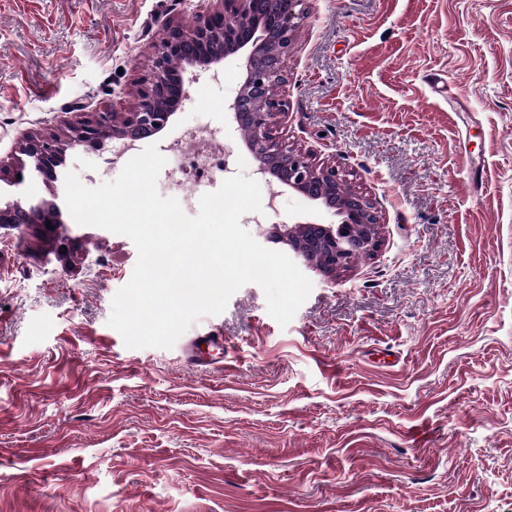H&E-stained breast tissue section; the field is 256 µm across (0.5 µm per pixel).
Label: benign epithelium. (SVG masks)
<instances>
[{
	"label": "benign epithelium",
	"instance_id": "7a95c632",
	"mask_svg": "<svg viewBox=\"0 0 512 512\" xmlns=\"http://www.w3.org/2000/svg\"><path fill=\"white\" fill-rule=\"evenodd\" d=\"M304 0H208L191 39L173 19L163 22L164 37L151 56L149 76L136 89V103L127 112H94L67 125L63 135L30 136L20 144L32 170L43 182L58 181L57 168L65 151L74 146H94L107 138L141 141L163 131L188 95L190 73L209 69L231 55L244 58L245 77L229 109L238 127H247L248 152L257 172L269 175L303 197L324 205L336 201L342 224L333 228L310 222L283 224L279 239L296 258L318 253L321 271L334 275L353 255L372 256L380 245V221L371 204L346 186L336 166L316 161L310 150L298 148L277 130L288 116L287 102L269 94L271 85L285 82L281 59L288 53L296 19L303 15ZM253 24L243 29L239 18ZM53 199L24 205H0V235L25 233L50 244L58 257L73 251L72 238L59 227L60 208ZM52 228H47V225Z\"/></svg>",
	"mask_w": 512,
	"mask_h": 512
}]
</instances>
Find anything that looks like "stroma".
Wrapping results in <instances>:
<instances>
[{
    "label": "stroma",
    "mask_w": 512,
    "mask_h": 512,
    "mask_svg": "<svg viewBox=\"0 0 512 512\" xmlns=\"http://www.w3.org/2000/svg\"><path fill=\"white\" fill-rule=\"evenodd\" d=\"M199 0H0V160L24 137L111 107L148 73L162 23ZM284 59L283 135L372 204L382 245L312 291L287 326L241 287L180 346L130 349L108 326L137 250L62 226L66 261L0 236V512H512V0H306ZM243 60L196 70L152 137L157 188L178 197L172 146L192 128L244 136L227 104ZM113 141L66 153L95 187L129 161ZM279 213L241 225L340 224L272 178ZM224 354V337L215 331H208L200 336H194L188 343L182 359L183 362L197 369H206L213 365L217 358L214 355Z\"/></svg>",
    "instance_id": "35a3bbf8"
}]
</instances>
